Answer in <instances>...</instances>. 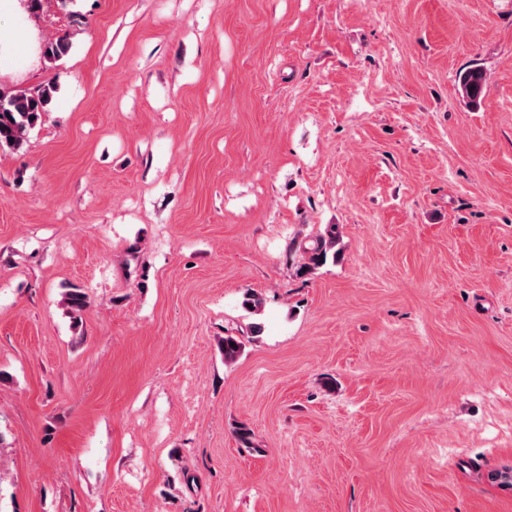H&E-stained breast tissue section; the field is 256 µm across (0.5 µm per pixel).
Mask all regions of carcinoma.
<instances>
[{"label":"carcinoma","mask_w":512,"mask_h":512,"mask_svg":"<svg viewBox=\"0 0 512 512\" xmlns=\"http://www.w3.org/2000/svg\"><path fill=\"white\" fill-rule=\"evenodd\" d=\"M72 48L67 35L59 36L44 44L42 57L56 62L66 57ZM462 94L473 104H480L484 76L479 68H471L459 76ZM57 88L53 84L39 85L15 93H0V146L18 148L26 133L34 128L55 99ZM339 236L336 225L327 227L310 248L308 262L300 271L310 274L328 259L336 258ZM65 302L71 310L79 312L87 306V294L80 288H72L65 294Z\"/></svg>","instance_id":"obj_1"}]
</instances>
